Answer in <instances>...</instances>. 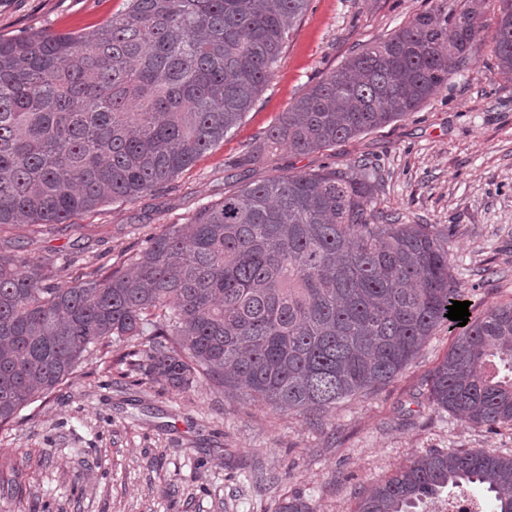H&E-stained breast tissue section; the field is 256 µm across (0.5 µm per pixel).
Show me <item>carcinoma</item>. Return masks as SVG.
Returning a JSON list of instances; mask_svg holds the SVG:
<instances>
[{
    "instance_id": "carcinoma-1",
    "label": "carcinoma",
    "mask_w": 512,
    "mask_h": 512,
    "mask_svg": "<svg viewBox=\"0 0 512 512\" xmlns=\"http://www.w3.org/2000/svg\"><path fill=\"white\" fill-rule=\"evenodd\" d=\"M309 2L126 0L88 34L0 38V229L64 225L172 181L251 109ZM503 2L494 53L512 76ZM478 18L470 6L417 15L312 85L239 164L280 146L326 150L418 111L468 66ZM376 180L360 161L246 184L151 236L132 271L69 287L0 254V425L84 353L147 325L148 370L169 386L205 380L310 421L392 380L437 328L456 329L429 401L477 426L512 424V303L461 328L445 317L465 301L448 236L372 210ZM449 486L512 512V457L432 451L365 492L357 512H412Z\"/></svg>"
}]
</instances>
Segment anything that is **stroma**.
<instances>
[{"mask_svg":"<svg viewBox=\"0 0 512 512\" xmlns=\"http://www.w3.org/2000/svg\"><path fill=\"white\" fill-rule=\"evenodd\" d=\"M449 0H310L275 75L240 125L167 186L74 214L66 229L0 231V253L42 264L53 284L126 269L150 236L187 223L225 191L288 172L372 162V205L402 224L448 233L450 272L477 310L512 302V78L492 38L500 0H482L468 67L414 113L336 147L274 151L237 167L257 136L326 73L417 14ZM124 0H0V37L92 32ZM438 329L390 382L312 423L244 404L198 382L177 391L147 374L149 336L84 353L50 394L0 426V506L23 512H276L291 496L314 512H354L359 497L416 456L483 449L512 456V426L473 425L437 408L426 379L453 342Z\"/></svg>","mask_w":512,"mask_h":512,"instance_id":"1","label":"stroma"}]
</instances>
